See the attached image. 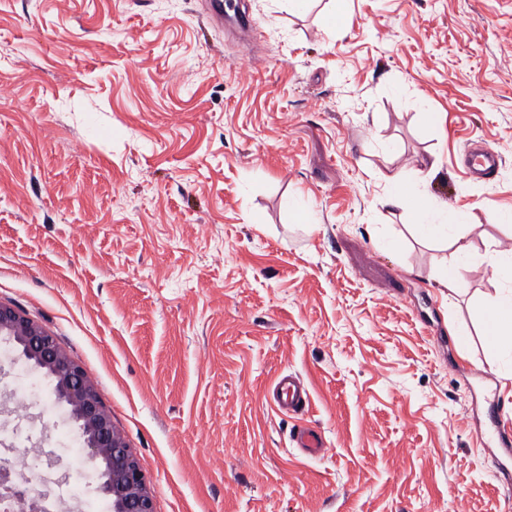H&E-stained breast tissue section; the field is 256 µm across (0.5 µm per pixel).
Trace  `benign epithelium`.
Listing matches in <instances>:
<instances>
[{"mask_svg": "<svg viewBox=\"0 0 512 512\" xmlns=\"http://www.w3.org/2000/svg\"><path fill=\"white\" fill-rule=\"evenodd\" d=\"M15 342L22 355L49 380L54 398L70 407L71 419L89 456L104 464L100 491L112 512H154V502L136 455L112 424L98 390L82 368L41 326L13 307L0 303V337ZM26 478L0 462V505L10 503Z\"/></svg>", "mask_w": 512, "mask_h": 512, "instance_id": "7a95c632", "label": "benign epithelium"}]
</instances>
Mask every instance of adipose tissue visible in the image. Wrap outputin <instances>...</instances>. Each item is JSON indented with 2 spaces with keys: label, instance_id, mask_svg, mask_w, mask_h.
I'll use <instances>...</instances> for the list:
<instances>
[{
  "label": "adipose tissue",
  "instance_id": "obj_1",
  "mask_svg": "<svg viewBox=\"0 0 512 512\" xmlns=\"http://www.w3.org/2000/svg\"><path fill=\"white\" fill-rule=\"evenodd\" d=\"M391 202L411 216V229L421 240L443 242L450 249L451 259L441 272L442 283L449 290L459 288L468 268L472 248L465 234L453 231L443 210L424 205V193L417 186L395 176L390 180ZM494 276L502 278L506 290L489 299L483 307L485 333L491 344L506 354L512 353V244L491 240L486 244Z\"/></svg>",
  "mask_w": 512,
  "mask_h": 512
}]
</instances>
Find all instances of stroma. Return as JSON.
<instances>
[{"mask_svg": "<svg viewBox=\"0 0 512 512\" xmlns=\"http://www.w3.org/2000/svg\"><path fill=\"white\" fill-rule=\"evenodd\" d=\"M232 3L250 27L207 0H0V302L97 386L155 512H512V366L480 316L512 235V0H346L340 24ZM395 174L471 240L458 292ZM286 374L302 413L272 400ZM3 399L0 446L111 512L0 337ZM294 440L298 448L307 456L316 457L325 451L322 435L313 428H300Z\"/></svg>", "mask_w": 512, "mask_h": 512, "instance_id": "35a3bbf8", "label": "stroma"}]
</instances>
